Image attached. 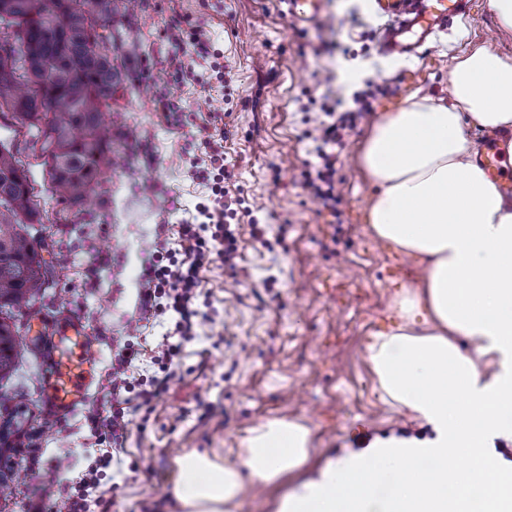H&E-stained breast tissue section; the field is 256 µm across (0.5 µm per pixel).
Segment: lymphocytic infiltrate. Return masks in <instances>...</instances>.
Masks as SVG:
<instances>
[{"label":"lymphocytic infiltrate","mask_w":512,"mask_h":512,"mask_svg":"<svg viewBox=\"0 0 512 512\" xmlns=\"http://www.w3.org/2000/svg\"><path fill=\"white\" fill-rule=\"evenodd\" d=\"M183 22L180 14L172 15L168 38L172 75L210 88L208 78L197 73L195 66L198 61L213 57L212 38L200 27L185 28ZM381 91V86L370 82L354 94L352 107H344L339 99L321 106L322 117L311 136L313 159L306 162L301 172V186L320 199L333 217L342 215L343 196L336 173L345 141L360 123L370 118L373 101ZM226 136L225 129H215L201 142L203 156L190 162L196 179L209 190L207 200L196 204L192 218L180 224L175 246L156 249L148 259L145 286L139 298L140 316L147 320L167 314L174 321L173 330L165 333L154 348L152 360L159 372L137 384L126 381L113 385L112 412L106 418L104 433L112 451L82 475L77 495L64 504L66 512H109L110 500L100 488L99 467L113 463L114 452L124 448L130 415L150 405L168 389L175 375L172 365L185 342L195 338L197 329L213 323L211 316L196 304L200 270L217 261L231 269L238 265L237 237L231 227L237 215L236 199L231 195L235 173L224 158Z\"/></svg>","instance_id":"obj_1"}]
</instances>
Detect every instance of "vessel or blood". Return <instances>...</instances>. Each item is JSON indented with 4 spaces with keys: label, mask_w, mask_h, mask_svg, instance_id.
Wrapping results in <instances>:
<instances>
[{
    "label": "vessel or blood",
    "mask_w": 512,
    "mask_h": 512,
    "mask_svg": "<svg viewBox=\"0 0 512 512\" xmlns=\"http://www.w3.org/2000/svg\"><path fill=\"white\" fill-rule=\"evenodd\" d=\"M378 13L389 24L381 37V50L387 55L410 57L428 46L432 36L446 30L449 22L469 15L471 0H374ZM294 22L311 24L322 13V0H288ZM512 152V135L494 133L478 158L480 165L494 179L503 194H512V167L506 157ZM66 344L65 357L55 363V374L45 400L49 416L71 413L85 402L95 382L93 344L82 322L71 320L61 326Z\"/></svg>",
    "instance_id": "vessel-or-blood-1"
}]
</instances>
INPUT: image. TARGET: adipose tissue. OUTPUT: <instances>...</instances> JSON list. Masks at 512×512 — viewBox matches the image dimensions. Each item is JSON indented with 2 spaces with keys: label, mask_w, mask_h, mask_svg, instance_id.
I'll list each match as a JSON object with an SVG mask.
<instances>
[{
  "label": "adipose tissue",
  "mask_w": 512,
  "mask_h": 512,
  "mask_svg": "<svg viewBox=\"0 0 512 512\" xmlns=\"http://www.w3.org/2000/svg\"><path fill=\"white\" fill-rule=\"evenodd\" d=\"M471 124L512 127V57L483 45L454 57L447 102L382 113L356 157L374 187V237L420 268L419 288L397 300L403 322L378 334L370 361L389 404L433 430L432 467L416 464L411 443L387 441L330 462L282 494L276 512H512V470L485 450L490 432L512 437L501 426L512 415V199L477 164ZM310 453L304 424L271 418L235 464L197 451L178 458L173 496L180 512H236L247 483L284 484Z\"/></svg>",
  "instance_id": "ef3b65f1"
}]
</instances>
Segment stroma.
<instances>
[{"label": "stroma", "instance_id": "1", "mask_svg": "<svg viewBox=\"0 0 512 512\" xmlns=\"http://www.w3.org/2000/svg\"><path fill=\"white\" fill-rule=\"evenodd\" d=\"M134 52L116 63L135 83L117 90L112 119L121 159L105 175L89 224H45L44 240L56 266L57 285L40 302L15 374L0 381V396H19L35 415L31 426L0 447V459H24L1 512H56L74 484L107 444L92 435L124 346L150 360L162 327L137 312L144 261L158 243L174 241L188 208L205 193L188 157L201 151L198 131L222 118L232 135L224 144L237 175V194L249 215L237 226L236 270L214 263L200 274L199 302L223 340L188 342L168 390L133 416L120 453L123 474L101 470L112 512H173L176 460L210 450L231 464L249 430L285 417L313 435L308 463L289 487L318 478L331 460L358 456L390 439L431 438L430 428L382 399L368 347L398 316L394 301L417 286L416 265L371 235L365 222L369 187L356 154L371 128L349 137L336 175L343 222L333 225L318 199L303 191L308 157L304 119H316L324 97L351 98L366 81L385 86L376 112L411 97L447 99L454 56L489 43L512 56V36L496 35L488 0H473L471 16L452 22L419 55L397 58L380 50L388 25L372 0H324L314 24L294 25L286 0H137ZM208 31L223 52V91H205L169 74L167 27L172 12ZM166 98L183 113L182 126L156 112ZM0 142L25 165L39 209L55 214L48 169L25 132L0 120ZM259 221L274 249L252 235ZM83 321L95 344L96 381L76 411L47 418L43 396L55 347L44 322Z\"/></svg>", "mask_w": 512, "mask_h": 512}]
</instances>
